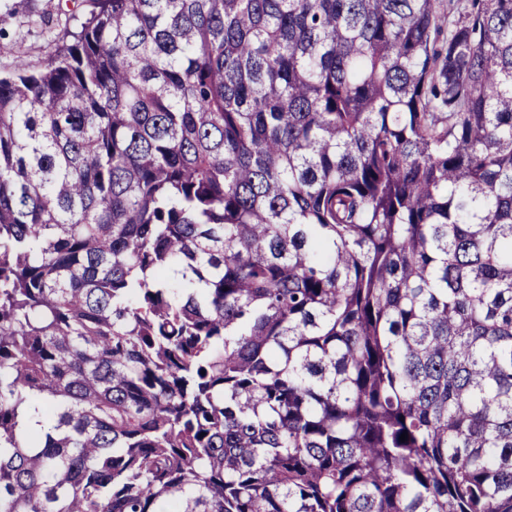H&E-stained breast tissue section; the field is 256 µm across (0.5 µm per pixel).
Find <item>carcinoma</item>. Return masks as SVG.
<instances>
[{
  "instance_id": "cac0c4a2",
  "label": "carcinoma",
  "mask_w": 512,
  "mask_h": 512,
  "mask_svg": "<svg viewBox=\"0 0 512 512\" xmlns=\"http://www.w3.org/2000/svg\"><path fill=\"white\" fill-rule=\"evenodd\" d=\"M97 2L0 46V512H512V0Z\"/></svg>"
}]
</instances>
